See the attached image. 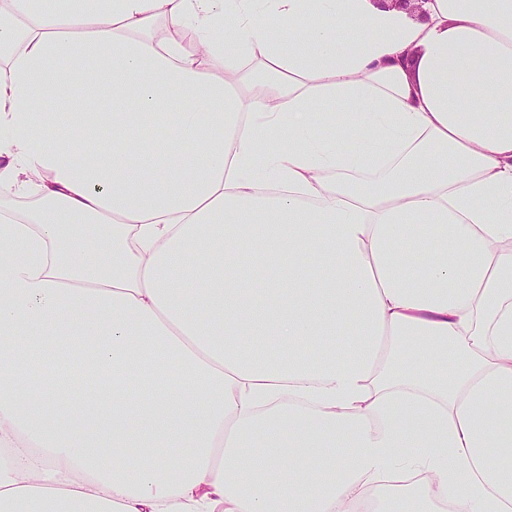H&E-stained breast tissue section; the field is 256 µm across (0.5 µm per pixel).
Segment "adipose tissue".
I'll return each mask as SVG.
<instances>
[{
    "label": "adipose tissue",
    "instance_id": "adipose-tissue-1",
    "mask_svg": "<svg viewBox=\"0 0 512 512\" xmlns=\"http://www.w3.org/2000/svg\"><path fill=\"white\" fill-rule=\"evenodd\" d=\"M422 8L0 9V512H512V0Z\"/></svg>",
    "mask_w": 512,
    "mask_h": 512
}]
</instances>
